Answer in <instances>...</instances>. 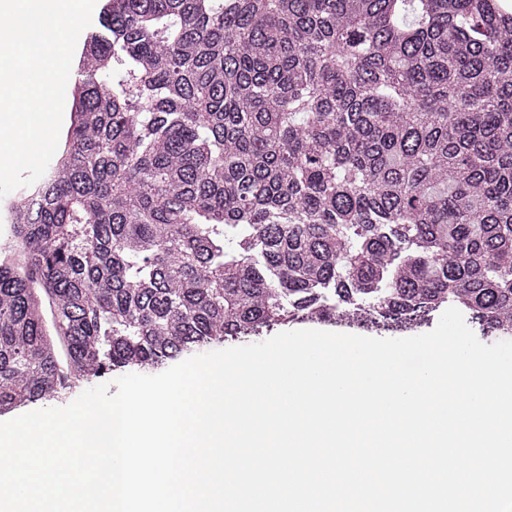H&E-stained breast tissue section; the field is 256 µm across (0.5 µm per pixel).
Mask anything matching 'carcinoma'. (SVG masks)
Listing matches in <instances>:
<instances>
[{"label": "carcinoma", "instance_id": "1", "mask_svg": "<svg viewBox=\"0 0 512 512\" xmlns=\"http://www.w3.org/2000/svg\"><path fill=\"white\" fill-rule=\"evenodd\" d=\"M0 261V414L289 320L512 336L494 0H105Z\"/></svg>", "mask_w": 512, "mask_h": 512}]
</instances>
